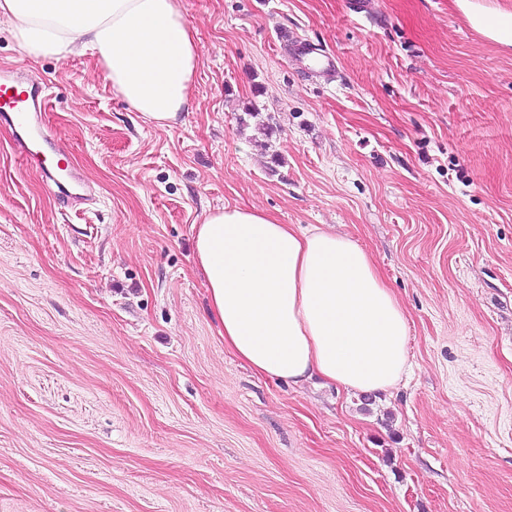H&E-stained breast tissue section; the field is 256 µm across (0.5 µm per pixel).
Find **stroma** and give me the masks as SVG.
<instances>
[{
    "label": "stroma",
    "instance_id": "stroma-1",
    "mask_svg": "<svg viewBox=\"0 0 512 512\" xmlns=\"http://www.w3.org/2000/svg\"><path fill=\"white\" fill-rule=\"evenodd\" d=\"M180 6L199 61L166 130L0 25L92 193L64 205L0 125V512H512V50L454 0ZM224 206L371 254L408 317L395 390L225 349L192 252Z\"/></svg>",
    "mask_w": 512,
    "mask_h": 512
}]
</instances>
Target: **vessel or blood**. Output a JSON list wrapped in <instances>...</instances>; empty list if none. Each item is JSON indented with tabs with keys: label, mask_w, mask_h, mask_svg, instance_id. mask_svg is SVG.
Returning a JSON list of instances; mask_svg holds the SVG:
<instances>
[{
	"label": "vessel or blood",
	"mask_w": 512,
	"mask_h": 512,
	"mask_svg": "<svg viewBox=\"0 0 512 512\" xmlns=\"http://www.w3.org/2000/svg\"><path fill=\"white\" fill-rule=\"evenodd\" d=\"M47 107L45 84L24 79L9 70H0V121L11 124L25 156H38L44 148L53 147L51 135L42 126L31 123L32 114ZM44 176L62 195L63 203L84 200L89 188L73 172L62 167L45 169Z\"/></svg>",
	"instance_id": "b4317fda"
}]
</instances>
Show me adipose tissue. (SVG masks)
I'll return each instance as SVG.
<instances>
[{
  "label": "adipose tissue",
  "instance_id": "adipose-tissue-1",
  "mask_svg": "<svg viewBox=\"0 0 512 512\" xmlns=\"http://www.w3.org/2000/svg\"><path fill=\"white\" fill-rule=\"evenodd\" d=\"M455 3L472 27L512 47L511 6ZM3 22L31 58L92 53L113 91L157 128L188 107L199 54L179 0H0ZM194 258L219 336L257 375L379 393L408 372L406 313L350 237L223 207L195 225Z\"/></svg>",
  "mask_w": 512,
  "mask_h": 512
}]
</instances>
